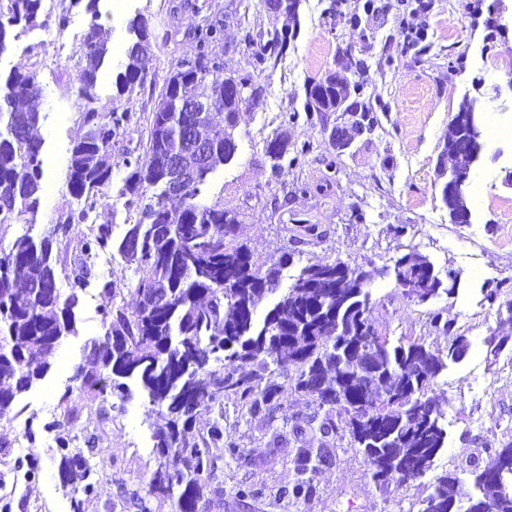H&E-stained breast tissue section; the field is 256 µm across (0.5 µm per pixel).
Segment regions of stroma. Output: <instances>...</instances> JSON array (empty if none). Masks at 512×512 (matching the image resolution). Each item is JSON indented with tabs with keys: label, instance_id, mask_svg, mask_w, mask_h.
<instances>
[{
	"label": "stroma",
	"instance_id": "stroma-1",
	"mask_svg": "<svg viewBox=\"0 0 512 512\" xmlns=\"http://www.w3.org/2000/svg\"><path fill=\"white\" fill-rule=\"evenodd\" d=\"M114 0H101V22L109 54L100 73L94 105L99 111L117 106L116 74L123 70L130 35L128 21L142 12L154 34L150 77L163 78L179 60L191 57L196 42L191 31L209 21L220 23V40L212 52L225 72L253 73L263 85L259 108L244 113L237 130L235 160L215 172L201 199L222 202L243 212L240 241L264 267H279V289L257 307V317L274 306L281 291L310 262L340 260L370 276V291L378 330L390 342L416 340L445 348L448 336L429 323L430 314L453 322L455 333L467 337L470 348L460 360L448 362L432 386L446 401L444 448L427 474L400 488L377 482L347 430L321 435L306 425L317 410L310 397L295 391L294 371H277L282 386L279 405L268 416L248 414L234 398L224 400V433L238 443L242 457L224 464L219 485L207 492L209 512H422L437 476L456 473L469 479L473 469L493 461L492 450L512 440V340L492 351L488 339L512 336V323L501 320L485 295L512 278V238L501 222L502 205L512 202V0H431L428 12L414 14L402 0H302L300 32L276 67L252 71L243 38L246 32L282 27L287 19L265 10L243 12L239 0H140L137 10H113ZM68 9L70 24L63 37L73 50L60 54L56 41L31 32L0 55V74L39 69L41 90L31 106L40 114L37 135L46 159L45 185L34 217V234L47 232L67 199L66 175L72 142L83 132L74 78L78 45L86 23L82 8ZM424 29L431 53L443 54L452 68H438L412 56H399L397 45L405 28ZM365 60L359 80L363 96L383 106L379 129L371 137L355 138L344 150L329 145L319 120L301 115L309 80L333 70L338 56ZM475 102L482 129L502 128L486 139L472 172L479 183L466 186L469 223H450L439 200V142L451 117L467 102ZM298 120H290V113ZM287 130L292 142L309 150L293 164L273 172L263 154L273 130ZM309 218L318 233L305 235L292 215ZM416 248L427 255L436 272L460 274L456 295H440L414 305L394 290L392 268L397 257ZM294 250V262L280 266L284 250ZM96 288H89L78 308V333L64 338L48 355L51 370L28 392L23 410L11 423L0 424V447L13 458L24 448L40 455V472L30 479L12 462L0 463V512H71L70 496L57 477L51 449L72 430L51 428L60 396L75 365L85 362L91 343L102 333ZM124 413L98 424L99 447L109 449L112 466L99 493L85 512L122 507L124 496L147 495L157 467L152 434L156 416L138 386H131ZM35 437L26 440L25 426ZM326 448L330 455L313 479L310 499L287 495L296 479L292 452ZM254 496L237 495L240 485Z\"/></svg>",
	"mask_w": 512,
	"mask_h": 512
}]
</instances>
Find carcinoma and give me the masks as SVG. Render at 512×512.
I'll use <instances>...</instances> for the list:
<instances>
[{
    "label": "carcinoma",
    "instance_id": "obj_1",
    "mask_svg": "<svg viewBox=\"0 0 512 512\" xmlns=\"http://www.w3.org/2000/svg\"><path fill=\"white\" fill-rule=\"evenodd\" d=\"M302 0H258L270 12L283 11L298 20ZM99 0H71L88 16L80 39L81 66L77 72V96L81 101L83 135L72 143L67 175V202L50 230L39 236L25 231L8 251L0 254V343L8 346L0 355V423L11 422L24 393L42 381L50 364L33 362L34 353L49 352L63 338L77 333L80 298L91 285L95 260L117 252L133 271L128 297L117 298L112 283L97 282L99 313L104 333L91 344V360L78 365L71 380L96 404L99 422L112 419L116 405L124 401L125 380H135L146 395L150 412L163 421L154 433L159 463L150 481V493L173 502L174 512H207L206 490L224 469V458H239V446L224 435V411H218L206 432L195 431L198 409L222 406L232 396L253 416H268L282 392L268 363L298 367L295 391L328 408L319 432L336 430L331 412L345 415V424L376 480L402 486L418 480L444 448L446 433L440 420L442 402L428 389L445 361H456L469 350L462 335L453 337L444 350L419 342L392 346L379 333L373 317L370 293L357 287L356 270L343 262H313L304 266L288 292L263 320L256 308L269 293L263 283L278 284V270L263 269L248 246L239 240L244 214L224 209L221 202L201 206L197 199L209 176L230 164L237 152L236 133L240 113L247 107L230 92L232 83L250 85L251 74H224V64L210 45L221 30L211 23L193 31L196 52L180 60L157 86L147 80L144 66L152 52L148 19L137 12L129 20L131 35L127 63L117 73L115 88L123 104L100 112L93 107L95 88L108 52L107 38L99 23ZM49 26L42 0H0V54L21 34ZM297 31H261L253 65L276 64L287 53ZM360 85L338 82L328 73L306 87L304 111L311 116L326 112L344 116V125L333 126L329 140L336 142L345 129L363 136L379 126L372 102L351 97ZM40 91L36 69L15 71L0 79V224L33 222L44 190L43 143L34 135L40 114L19 103ZM150 93L163 102L169 123L150 114L141 126L133 111L134 100ZM186 93L206 104L209 112L223 114L214 126L211 158L195 183L185 187L182 206L167 207L164 189L168 172L166 156L185 152V129L192 113L182 111L178 94ZM475 113L464 105L448 122L442 137L446 155L465 150L468 162L450 178L465 185L480 156V124L460 121ZM294 147L288 132L275 130L266 140L265 155L271 169L282 167ZM118 158L127 175L116 199L134 213L121 241L112 236V225L93 218L103 200L112 197V158ZM451 223L470 213L464 189L453 200L441 199ZM85 224L83 258L66 275L67 290L58 288V271L52 259L54 240L73 227ZM394 288L405 300V286L413 280L429 283L427 296L444 291L427 257L411 251L395 263ZM419 358L426 373L419 376L408 362ZM391 393L386 400L371 396L368 378ZM72 387L59 402L60 418L46 428L75 426L78 411L70 403ZM85 447L59 439L52 449L58 480L71 494L73 512H84L86 501L97 496L100 480L112 457L96 448L94 434ZM326 448H300L294 463L300 479L288 496L300 500L313 492V476L325 462ZM491 467L475 474L473 490L465 498L453 497L461 480L454 473L437 479L422 512H512V441L494 449ZM501 479L504 489L491 504L480 495L484 481Z\"/></svg>",
    "mask_w": 512,
    "mask_h": 512
}]
</instances>
